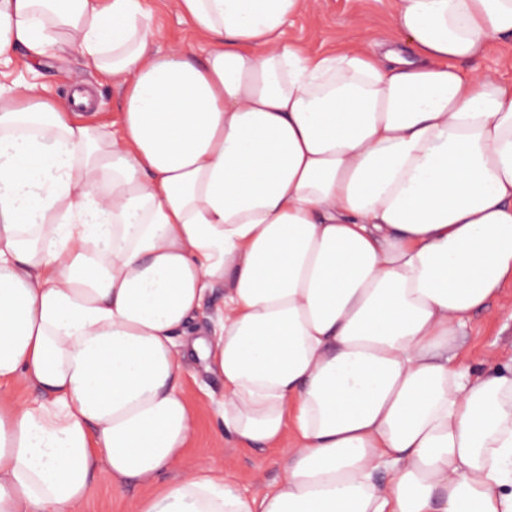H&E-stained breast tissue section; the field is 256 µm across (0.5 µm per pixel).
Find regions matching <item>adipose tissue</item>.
Instances as JSON below:
<instances>
[{"label":"adipose tissue","mask_w":512,"mask_h":512,"mask_svg":"<svg viewBox=\"0 0 512 512\" xmlns=\"http://www.w3.org/2000/svg\"><path fill=\"white\" fill-rule=\"evenodd\" d=\"M172 2L203 59L142 0H0V58L122 92L112 133L0 86V383L37 393L0 397V512H83L102 469L145 488L128 512H512V365L456 362L512 280V82L461 67L512 0H391V34L323 55L284 39L315 0ZM189 355L273 486L174 475Z\"/></svg>","instance_id":"ef3b65f1"}]
</instances>
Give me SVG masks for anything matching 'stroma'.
Segmentation results:
<instances>
[{
	"label": "stroma",
	"mask_w": 512,
	"mask_h": 512,
	"mask_svg": "<svg viewBox=\"0 0 512 512\" xmlns=\"http://www.w3.org/2000/svg\"><path fill=\"white\" fill-rule=\"evenodd\" d=\"M145 3L164 33L161 48L180 46L202 55V47L193 43L190 23L179 18L165 0ZM369 26L383 32L390 29L389 0H317L314 10L292 20L286 38L306 43L311 51L323 52L338 46L341 40L362 39ZM31 82L44 84L49 96L60 102L69 99L74 88L90 89L94 99L90 122L107 126L118 120V89L111 80L85 71L80 59L72 54L58 52L38 62L19 54L0 62V84L18 86ZM458 358L475 370L512 361V282L503 286L488 309L470 319L459 344ZM182 388L199 415L186 465L217 457L225 479L245 494L259 482L274 485L280 477L278 450L260 454L248 448L226 447L222 433L209 418L211 396L224 391L222 379L204 373L191 362L183 371Z\"/></svg>",
	"instance_id": "stroma-1"
}]
</instances>
